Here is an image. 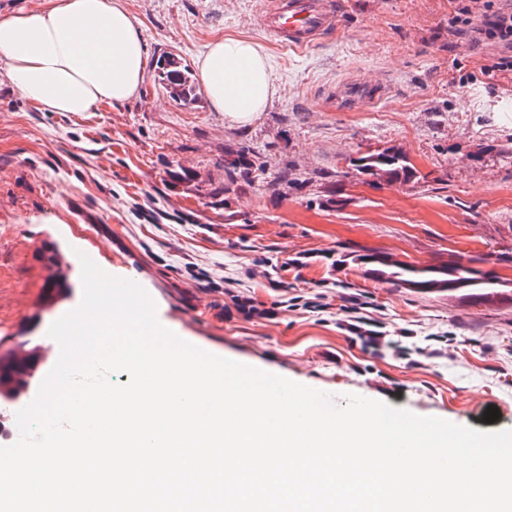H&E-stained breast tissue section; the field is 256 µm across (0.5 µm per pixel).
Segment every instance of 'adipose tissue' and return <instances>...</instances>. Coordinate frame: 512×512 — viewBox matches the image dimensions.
<instances>
[{
    "mask_svg": "<svg viewBox=\"0 0 512 512\" xmlns=\"http://www.w3.org/2000/svg\"><path fill=\"white\" fill-rule=\"evenodd\" d=\"M0 64L36 111L80 113L138 98L148 53L123 0H46L0 14ZM196 67L212 110L230 126L253 123L276 93L267 53L253 39L214 41Z\"/></svg>",
    "mask_w": 512,
    "mask_h": 512,
    "instance_id": "adipose-tissue-1",
    "label": "adipose tissue"
}]
</instances>
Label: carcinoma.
I'll list each match as a JSON object with an SVG mask.
<instances>
[{
  "instance_id": "carcinoma-1",
  "label": "carcinoma",
  "mask_w": 512,
  "mask_h": 512,
  "mask_svg": "<svg viewBox=\"0 0 512 512\" xmlns=\"http://www.w3.org/2000/svg\"><path fill=\"white\" fill-rule=\"evenodd\" d=\"M158 85L167 89L177 85L181 92L173 101L180 106H189L198 100V87L191 70L180 62L161 58L156 62ZM267 165L263 156L255 154L241 145L225 152L224 184L212 189L209 195L229 194L252 188L262 183L269 189L286 186L293 182L290 169L284 168L271 179H266ZM368 176L373 181H409L416 177L414 166L406 155L394 150L368 151L349 160L346 169L336 176L350 178ZM354 261L366 266L363 275L385 281L396 288H411L422 294L441 291L482 290L497 284L498 277L476 267L451 260L442 265L415 266L396 261L385 253L358 255ZM38 361L33 358L20 359L15 351L0 356V402L15 403L27 395Z\"/></svg>"
}]
</instances>
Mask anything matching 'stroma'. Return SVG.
Segmentation results:
<instances>
[{
  "mask_svg": "<svg viewBox=\"0 0 512 512\" xmlns=\"http://www.w3.org/2000/svg\"><path fill=\"white\" fill-rule=\"evenodd\" d=\"M149 63L194 66L214 40L259 41L276 93L245 127L206 97L177 105L146 78L127 104L38 112L0 72V354L49 346L82 297L78 252L150 289L161 324L214 355L330 394H357L479 431L512 430V285L497 300L420 294L363 276L383 252L422 265L460 255L512 282V76L505 46L456 34L449 0H335V30L274 44L264 0H124ZM263 154L297 183L210 196L224 151ZM392 147L411 182L336 183L350 158ZM183 169L189 182H170ZM301 259L294 267L292 259ZM67 295L49 300L53 281ZM250 298L244 314L236 296ZM356 300L384 334L343 325ZM496 421L484 423L488 407Z\"/></svg>",
  "mask_w": 512,
  "mask_h": 512,
  "instance_id": "obj_1",
  "label": "stroma"
}]
</instances>
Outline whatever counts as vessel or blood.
Wrapping results in <instances>:
<instances>
[{
  "label": "vessel or blood",
  "mask_w": 512,
  "mask_h": 512,
  "mask_svg": "<svg viewBox=\"0 0 512 512\" xmlns=\"http://www.w3.org/2000/svg\"><path fill=\"white\" fill-rule=\"evenodd\" d=\"M261 18L279 44L303 49L335 29L336 7L334 0H270Z\"/></svg>",
  "instance_id": "obj_1"
}]
</instances>
